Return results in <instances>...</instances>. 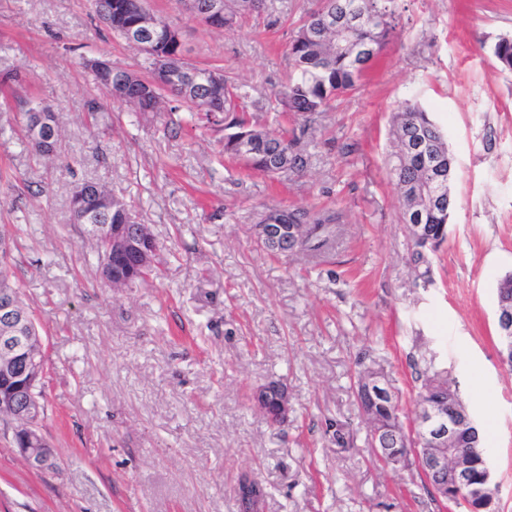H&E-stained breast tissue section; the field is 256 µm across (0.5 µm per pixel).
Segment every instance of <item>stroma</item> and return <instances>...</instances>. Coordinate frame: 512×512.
Returning <instances> with one entry per match:
<instances>
[{"mask_svg":"<svg viewBox=\"0 0 512 512\" xmlns=\"http://www.w3.org/2000/svg\"><path fill=\"white\" fill-rule=\"evenodd\" d=\"M177 27L184 59L248 85L251 123L274 130L288 45L317 0H270L234 30L178 0H145ZM395 28L359 88L312 116L301 173L246 170L224 126L185 105L140 112L111 99L85 62L150 76L92 0H0V234L10 279L43 338L41 428L59 469L36 471L0 419V512H239L243 476L262 512H459L434 500L416 465L380 467L352 385L376 367L405 425L419 373L456 385L493 434L486 455L500 512H512V368L500 360L497 286L512 274V0H396ZM54 106L61 158L39 156L20 112ZM441 126L456 162L448 237L429 283L411 261L391 179L389 127L404 101ZM94 181L124 195L158 241L157 273L123 288L71 221ZM328 221L320 246L274 257L252 235L271 210ZM288 388L270 425L257 388ZM344 426L349 445L337 447Z\"/></svg>","mask_w":512,"mask_h":512,"instance_id":"35a3bbf8","label":"stroma"}]
</instances>
